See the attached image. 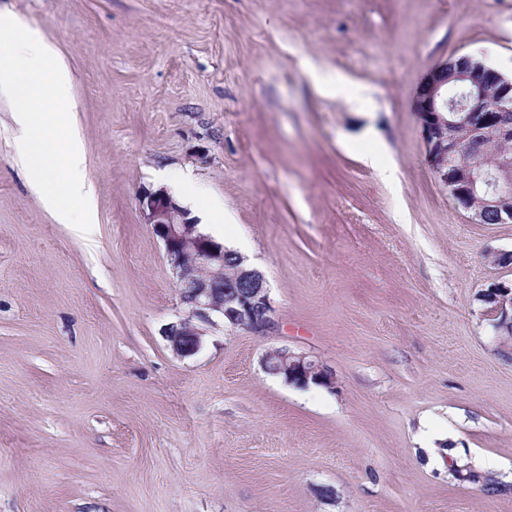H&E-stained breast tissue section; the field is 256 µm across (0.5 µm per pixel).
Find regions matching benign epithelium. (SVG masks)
I'll return each instance as SVG.
<instances>
[{
	"mask_svg": "<svg viewBox=\"0 0 512 512\" xmlns=\"http://www.w3.org/2000/svg\"><path fill=\"white\" fill-rule=\"evenodd\" d=\"M494 90L500 105L491 110L485 92ZM414 112L421 128L428 162L465 210L479 200L497 222H512V157L488 167L477 156L486 138L512 140V79L469 55L448 58L431 66L414 95ZM469 131L470 141L453 139L451 127ZM145 223L162 241L184 313L166 325L163 335L179 356L197 353L204 325L221 321L256 336H267L277 325L266 281L237 256L236 268L224 279V245L190 221L187 211L164 189L143 202ZM483 315L504 336L512 334V282L492 281L482 290ZM264 370L288 385L334 388L333 374L324 364L287 349H274L262 359Z\"/></svg>",
	"mask_w": 512,
	"mask_h": 512,
	"instance_id": "obj_1",
	"label": "benign epithelium"
}]
</instances>
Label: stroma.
I'll list each match as a JSON object with an SVG mask.
<instances>
[{"mask_svg": "<svg viewBox=\"0 0 512 512\" xmlns=\"http://www.w3.org/2000/svg\"><path fill=\"white\" fill-rule=\"evenodd\" d=\"M72 75L94 224L59 223L0 98V512H512V280L428 163L422 74L512 77V0H0ZM336 82L325 93L310 73ZM187 173L277 326L182 313L142 204ZM285 348L334 389L261 366ZM483 315L501 335L512 334V281H492L482 290Z\"/></svg>", "mask_w": 512, "mask_h": 512, "instance_id": "35a3bbf8", "label": "stroma"}]
</instances>
